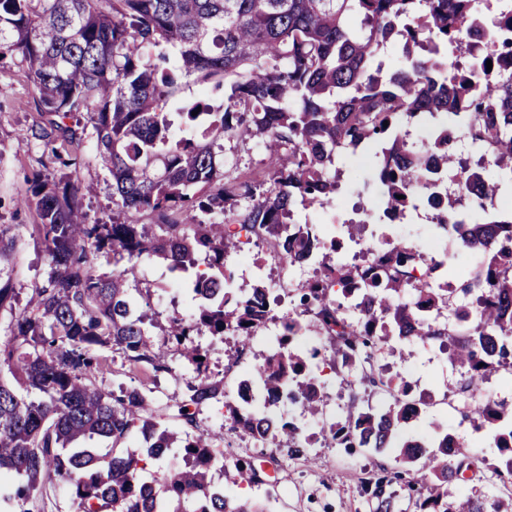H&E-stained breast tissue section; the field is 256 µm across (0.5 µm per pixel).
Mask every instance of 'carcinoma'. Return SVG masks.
<instances>
[{
	"label": "carcinoma",
	"mask_w": 512,
	"mask_h": 512,
	"mask_svg": "<svg viewBox=\"0 0 512 512\" xmlns=\"http://www.w3.org/2000/svg\"><path fill=\"white\" fill-rule=\"evenodd\" d=\"M476 24L470 0H0V60L26 66L45 112L55 116L52 132L70 139L66 120L88 115L112 175V203L160 221L156 233L118 217L91 222L71 176L30 181L26 201L40 217L51 273L0 341V368L11 376L0 378V501L11 512H33L56 480L70 487L77 512L106 504L113 512H265L230 499L212 479L211 470L226 467L197 422L203 406L224 397V384L206 375L194 336L235 337L243 353L281 303L269 300L262 281L234 287L228 259L254 239L273 243L285 267L314 255L299 304L329 340L336 375L361 368L348 382L349 404L330 429L332 441L389 456L414 473L404 490L416 512H512L511 494L506 511L466 494L448 499V485L477 462L512 484V447H505L512 409L482 395L493 372L512 369V274L504 271L512 267V211L450 229L457 200L448 198V214L435 222L444 274L460 250L480 258L458 288L422 280L430 267L410 241L366 248L363 265L338 264L336 237L295 222L296 205L316 208L340 190L336 159L363 145L374 147L369 174L384 187L386 206L424 191L431 166L457 173L450 126L465 125L473 142L491 146L480 209L512 186V75L484 85L480 97L454 70L457 38ZM397 42L401 54L384 76L374 63ZM188 77L204 92H224V111L202 96L181 106L192 128L203 115L211 120L200 134L177 139L165 108ZM419 123L432 126L430 155L410 149L400 132ZM251 137L268 151L264 175L218 173V142ZM100 252L117 263L160 256L183 272L198 256L207 259L209 271L189 283L190 317L173 316L165 328L196 373L182 397L160 403L139 387L115 395L96 384L105 367L100 347L120 351L132 371H171L145 329L147 312L137 311L125 288L128 269L98 274ZM359 281L367 288L356 304L350 285ZM445 307L450 318H470L458 338L439 321ZM281 319L278 347L255 355L229 410L239 437L305 456L299 427L275 409L286 399L320 413V352L293 347L299 325L287 312ZM392 336L436 346L460 368L466 417L498 459L472 460L448 432L400 439L428 408L425 396L410 398L406 383L375 366ZM168 417L183 430H170ZM135 429L141 453L114 455L105 467L98 449L71 447L94 435L115 445ZM175 448L184 465L165 476L162 489L141 478L144 459L159 461ZM391 483L383 466L365 479L372 512H402Z\"/></svg>",
	"instance_id": "1"
}]
</instances>
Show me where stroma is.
<instances>
[{
	"mask_svg": "<svg viewBox=\"0 0 512 512\" xmlns=\"http://www.w3.org/2000/svg\"><path fill=\"white\" fill-rule=\"evenodd\" d=\"M50 121L19 60H1L0 227L9 228L16 237L17 249L12 264L5 270L14 288V300L11 307L0 309V338L9 335L15 316L23 312L36 288L46 285L50 271L38 232L39 215L22 202L29 179L39 174L55 181L72 174L79 186L86 189L82 205L89 217L102 224L112 221V177L98 156L92 124L82 122L73 141L51 143L46 138L51 129ZM264 159L263 145L256 139L225 142L221 157L225 169L257 175L263 170ZM70 161L75 162V171H68L66 164ZM240 256L250 262L252 269L237 272L236 287H251L259 277L269 284L282 272L281 266L275 264L265 249L247 244ZM184 280V274L170 271L167 262L158 258L143 259L130 268L126 276L131 294H148L153 319L148 331L155 344L166 347L168 369L158 373L153 382L154 395L161 401L167 396L185 393L187 381L194 376L176 345L166 343L163 335L170 317H185L192 311L191 296L182 287ZM197 341L207 352L212 377L223 381L224 392L229 396L235 393L241 378L250 372L255 354L264 349L263 344L257 342L250 352L238 353L230 336L201 335ZM375 362L416 392L428 390L439 395L462 381L447 356L427 346H414L412 357L404 362L388 344ZM280 413L283 418L296 419L304 434L309 436L311 445L307 457L292 458L273 444L258 446L241 440L232 431L231 419L222 405L215 404L200 412V428L213 435L215 446L224 452L226 466L248 459L268 470L261 483L235 484L232 492L240 499L264 506L268 512H368L361 480L366 471L380 466L392 467V459L359 448L345 450L323 440L317 421L300 416L292 405L282 406ZM443 430L462 443L466 455L476 459L489 455V446L474 432L468 419L439 406L406 429L404 435L418 438Z\"/></svg>",
	"mask_w": 512,
	"mask_h": 512,
	"instance_id": "1",
	"label": "stroma"
}]
</instances>
